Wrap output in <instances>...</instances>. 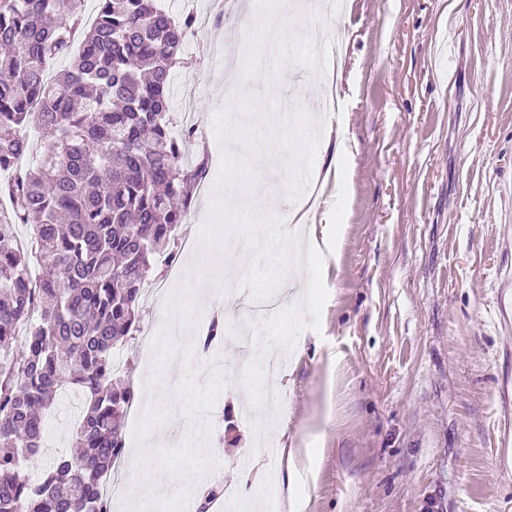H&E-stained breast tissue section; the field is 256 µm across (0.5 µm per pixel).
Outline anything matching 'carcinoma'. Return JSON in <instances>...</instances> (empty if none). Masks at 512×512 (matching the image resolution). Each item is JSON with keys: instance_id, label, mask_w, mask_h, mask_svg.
<instances>
[{"instance_id": "cac0c4a2", "label": "carcinoma", "mask_w": 512, "mask_h": 512, "mask_svg": "<svg viewBox=\"0 0 512 512\" xmlns=\"http://www.w3.org/2000/svg\"><path fill=\"white\" fill-rule=\"evenodd\" d=\"M85 0H0V167L13 169L0 207V512H110L100 494L123 447L135 399L112 353L138 331L155 264L174 259L175 232L208 177L174 132L168 87L196 17L157 0H98L79 48ZM71 58L51 79L46 63ZM50 138L31 163L24 137ZM28 226L35 247L18 244ZM41 264L32 284L30 255ZM84 398L76 454L32 483L23 472L41 446L43 414L65 388Z\"/></svg>"}]
</instances>
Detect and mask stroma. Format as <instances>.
Wrapping results in <instances>:
<instances>
[{"label":"stroma","mask_w":512,"mask_h":512,"mask_svg":"<svg viewBox=\"0 0 512 512\" xmlns=\"http://www.w3.org/2000/svg\"><path fill=\"white\" fill-rule=\"evenodd\" d=\"M191 9L194 36L170 81L173 119L202 126L187 159L218 168L211 118L228 63H240L235 11L214 0H160ZM342 43L339 107L325 113L314 166L319 201L303 234L325 257L321 329L304 331L279 379L273 427L284 455L243 472L255 444L239 417L249 347L227 305L221 356L229 386L211 414L221 481L264 489L275 479L289 512H512V467L499 428L512 422V0H345L329 33ZM324 81L283 74L281 98L316 111ZM162 302L142 300L139 329L118 353L146 377L142 342ZM81 398L46 413L41 469L70 453Z\"/></svg>","instance_id":"35a3bbf8"}]
</instances>
